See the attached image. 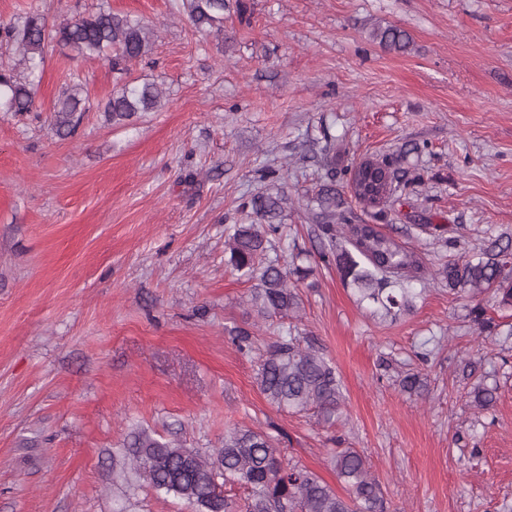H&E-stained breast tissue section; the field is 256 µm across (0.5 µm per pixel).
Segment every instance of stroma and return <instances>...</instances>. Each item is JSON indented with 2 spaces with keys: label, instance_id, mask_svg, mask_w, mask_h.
<instances>
[{
  "label": "stroma",
  "instance_id": "1",
  "mask_svg": "<svg viewBox=\"0 0 512 512\" xmlns=\"http://www.w3.org/2000/svg\"><path fill=\"white\" fill-rule=\"evenodd\" d=\"M180 3L0 0L5 25L104 8L155 31L121 74L54 47L36 111L0 112V512H193L113 484L112 458L138 429L207 455L234 427L265 432L340 495L329 450H358L387 512H512V338L478 335L471 300L437 280L412 313L373 315L314 257L305 207L335 180L355 223L432 265L512 236V0H249L220 34ZM377 24L406 30L409 49L373 41ZM71 81L87 110L61 139L50 111ZM144 81L163 91L158 110L106 122L110 94ZM365 158L407 181L401 202L355 201L342 173ZM264 167L289 197L274 253L309 255L292 323L341 379L332 427L277 410L256 384L292 323L249 314L224 239ZM407 370L428 397L400 391ZM482 381L499 386L486 410L469 397Z\"/></svg>",
  "mask_w": 512,
  "mask_h": 512
}]
</instances>
